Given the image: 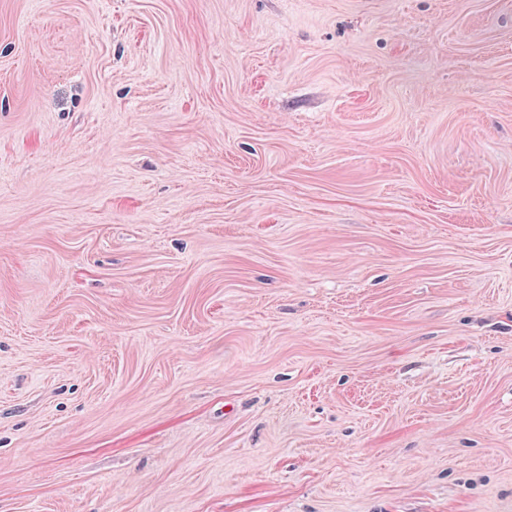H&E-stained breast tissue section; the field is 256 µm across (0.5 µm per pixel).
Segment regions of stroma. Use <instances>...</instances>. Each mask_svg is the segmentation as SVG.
Wrapping results in <instances>:
<instances>
[{"instance_id": "35a3bbf8", "label": "stroma", "mask_w": 512, "mask_h": 512, "mask_svg": "<svg viewBox=\"0 0 512 512\" xmlns=\"http://www.w3.org/2000/svg\"><path fill=\"white\" fill-rule=\"evenodd\" d=\"M0 512H512V0H0Z\"/></svg>"}]
</instances>
